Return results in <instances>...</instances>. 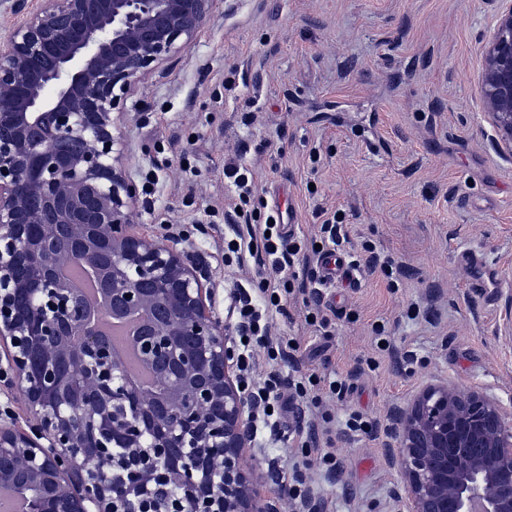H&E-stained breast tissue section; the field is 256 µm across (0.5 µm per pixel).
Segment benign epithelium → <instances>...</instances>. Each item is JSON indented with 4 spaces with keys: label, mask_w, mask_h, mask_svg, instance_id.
Masks as SVG:
<instances>
[{
    "label": "benign epithelium",
    "mask_w": 512,
    "mask_h": 512,
    "mask_svg": "<svg viewBox=\"0 0 512 512\" xmlns=\"http://www.w3.org/2000/svg\"><path fill=\"white\" fill-rule=\"evenodd\" d=\"M484 46L488 112L512 113V0ZM214 0H41L0 41V376L30 431L0 424V486L29 512H276L244 463L252 411L230 326L174 244L129 232L138 201L112 113L188 47ZM96 269L112 312L145 311L138 342L160 393L123 365L61 283ZM395 512H512V411L441 383L390 415Z\"/></svg>",
    "instance_id": "1"
}]
</instances>
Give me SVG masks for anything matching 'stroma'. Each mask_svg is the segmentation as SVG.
<instances>
[{"mask_svg": "<svg viewBox=\"0 0 512 512\" xmlns=\"http://www.w3.org/2000/svg\"><path fill=\"white\" fill-rule=\"evenodd\" d=\"M503 0H216L193 44L128 93L117 120L136 185L156 169L132 230L177 244L227 313L237 274L224 227L208 212L232 186L227 162L251 164L258 197L292 203L298 236L342 216V249L376 248L404 269L359 273L341 289L332 333L304 321L301 295L275 317L280 337L309 346L304 373L345 379L322 398L339 463L302 468L317 512H387L400 475L386 453L391 409L442 382L491 390L512 406V157L484 118L481 50ZM471 249L499 269L498 292L468 286ZM384 329L393 351L379 347ZM372 436L344 429L351 413ZM258 435L249 464L278 512H298L278 479L300 457L295 429Z\"/></svg>", "mask_w": 512, "mask_h": 512, "instance_id": "35a3bbf8", "label": "stroma"}]
</instances>
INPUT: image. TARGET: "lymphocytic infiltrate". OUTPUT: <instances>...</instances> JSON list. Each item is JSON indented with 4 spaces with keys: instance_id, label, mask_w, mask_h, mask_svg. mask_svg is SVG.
<instances>
[{
    "instance_id": "lymphocytic-infiltrate-1",
    "label": "lymphocytic infiltrate",
    "mask_w": 512,
    "mask_h": 512,
    "mask_svg": "<svg viewBox=\"0 0 512 512\" xmlns=\"http://www.w3.org/2000/svg\"><path fill=\"white\" fill-rule=\"evenodd\" d=\"M224 177L235 188V197L224 207V263L237 265L245 278L231 294L230 312L235 317V332L241 338L238 371L255 406V429L277 437L287 426L289 413L309 401L310 387L319 378L308 376L289 384L272 373L257 380L253 373L258 352L268 361L297 362L302 358L301 344L285 340L273 332V315L283 309L292 289L305 296L307 314L320 329H328L331 320L321 308L322 285L315 275L300 277L296 267L309 262L320 252L317 241H304L288 232L280 222V213L268 204L253 205V177L243 163L225 166Z\"/></svg>"
}]
</instances>
